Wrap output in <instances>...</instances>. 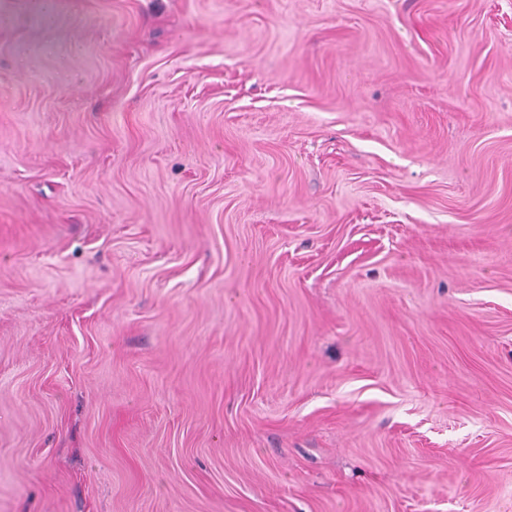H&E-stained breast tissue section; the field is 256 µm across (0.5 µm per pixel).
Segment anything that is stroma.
Listing matches in <instances>:
<instances>
[{"mask_svg": "<svg viewBox=\"0 0 512 512\" xmlns=\"http://www.w3.org/2000/svg\"><path fill=\"white\" fill-rule=\"evenodd\" d=\"M0 512H512V0H0Z\"/></svg>", "mask_w": 512, "mask_h": 512, "instance_id": "stroma-1", "label": "stroma"}]
</instances>
